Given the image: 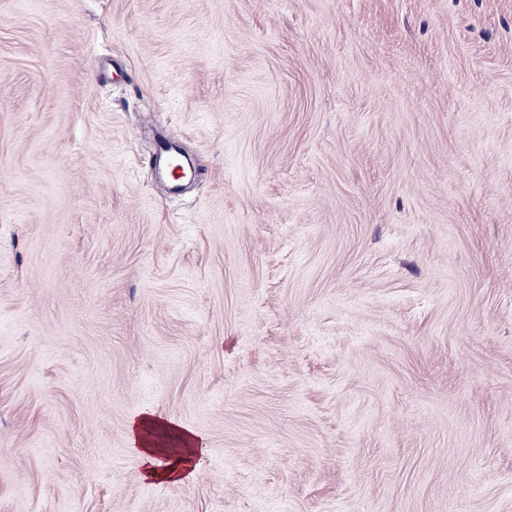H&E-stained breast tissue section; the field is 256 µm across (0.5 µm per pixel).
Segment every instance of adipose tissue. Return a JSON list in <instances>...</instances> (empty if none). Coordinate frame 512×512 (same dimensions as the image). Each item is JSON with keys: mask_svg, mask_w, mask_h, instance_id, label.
I'll return each mask as SVG.
<instances>
[{"mask_svg": "<svg viewBox=\"0 0 512 512\" xmlns=\"http://www.w3.org/2000/svg\"><path fill=\"white\" fill-rule=\"evenodd\" d=\"M129 440L132 451L142 461L146 478L158 482L188 479L204 454L194 431L150 410L131 422Z\"/></svg>", "mask_w": 512, "mask_h": 512, "instance_id": "adipose-tissue-1", "label": "adipose tissue"}]
</instances>
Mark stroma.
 I'll list each match as a JSON object with an SVG mask.
<instances>
[{"label": "stroma", "mask_w": 512, "mask_h": 512, "mask_svg": "<svg viewBox=\"0 0 512 512\" xmlns=\"http://www.w3.org/2000/svg\"><path fill=\"white\" fill-rule=\"evenodd\" d=\"M0 512H512V0H0ZM153 164L159 178L166 182L170 190L177 192L181 188V184L177 181L174 171L180 165L184 171V177H192V169L185 164L180 149L168 138H160L157 141ZM171 176V179H170ZM174 441L168 447L163 439ZM130 449L141 459L145 477L158 482H181L199 467L205 448L196 433L172 419L143 411L129 427Z\"/></svg>", "instance_id": "35a3bbf8"}]
</instances>
